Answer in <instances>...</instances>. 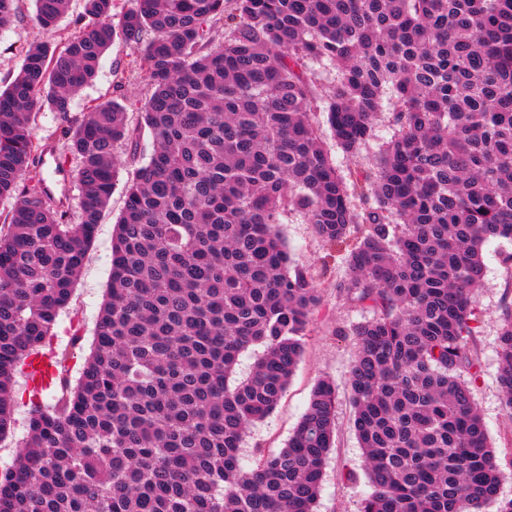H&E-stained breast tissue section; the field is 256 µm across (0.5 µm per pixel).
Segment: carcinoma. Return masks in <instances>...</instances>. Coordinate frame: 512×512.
<instances>
[{"instance_id": "obj_1", "label": "carcinoma", "mask_w": 512, "mask_h": 512, "mask_svg": "<svg viewBox=\"0 0 512 512\" xmlns=\"http://www.w3.org/2000/svg\"><path fill=\"white\" fill-rule=\"evenodd\" d=\"M77 34L23 53L0 90V512H314L336 441L322 380L275 452L241 463L300 363L318 289L279 231L288 211L344 256L336 289L368 314L345 376L372 492L361 512H512L467 350L483 246L512 240V0H83ZM17 0H0V30ZM53 30L69 0H35ZM224 20L215 43L212 25ZM150 85L153 141L126 188L107 297L76 384L54 328L118 181L126 107L71 116L116 35ZM356 157L388 113L373 168ZM63 121L76 221L51 206L34 134ZM261 348L232 379L240 355ZM22 379V395L15 393ZM499 385L512 413V308Z\"/></svg>"}]
</instances>
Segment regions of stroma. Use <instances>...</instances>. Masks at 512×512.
I'll use <instances>...</instances> for the list:
<instances>
[{
  "label": "stroma",
  "instance_id": "stroma-1",
  "mask_svg": "<svg viewBox=\"0 0 512 512\" xmlns=\"http://www.w3.org/2000/svg\"><path fill=\"white\" fill-rule=\"evenodd\" d=\"M83 14L82 0H71L66 15L52 31L39 28L35 21V0H19L11 26L0 31V89H5L17 76L22 65V52L37 42L60 43L79 29ZM149 94L147 82L133 62L130 47L115 40L103 56L93 80L76 97L74 113L84 112L95 101L114 99L127 108L131 125L139 126L138 108ZM62 122L51 112L39 115L34 132L47 145L39 166L53 200L69 215L78 211L79 191L70 173L56 172V156L65 154L60 136ZM152 150L149 131L142 130L136 146L120 145L118 154L123 163L120 184L116 186L102 220L82 273L74 287L72 303L58 318L55 328L62 343L80 335L71 365V378H78L83 359L90 352L95 323L108 286L112 237L115 223L124 206L123 184L135 169L147 160ZM294 259L316 271L315 286L320 303L315 310L306 339L303 358L275 412L264 422L251 427L245 438L244 460H251L257 451L282 448L305 412L311 391L317 381L330 379L343 384L355 351L350 334L352 325L362 321L363 314L353 303L340 296L336 282L344 274L342 258L328 256L315 239L302 214L288 213L280 226ZM486 273L475 295L477 334L469 338L476 349L482 372L474 384L475 399L497 453L503 472L501 495L512 498V415L508 414L498 384V333L505 307L512 305V242L503 239L488 241L483 247ZM336 448L326 468L317 512H360L361 502L371 487L363 470L362 450L351 428V408L347 398L337 406Z\"/></svg>",
  "mask_w": 512,
  "mask_h": 512
}]
</instances>
